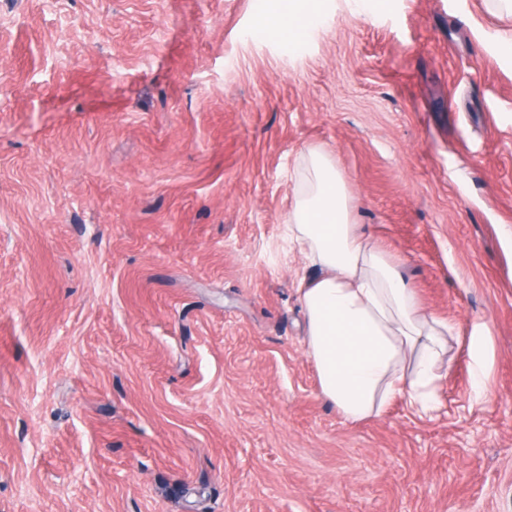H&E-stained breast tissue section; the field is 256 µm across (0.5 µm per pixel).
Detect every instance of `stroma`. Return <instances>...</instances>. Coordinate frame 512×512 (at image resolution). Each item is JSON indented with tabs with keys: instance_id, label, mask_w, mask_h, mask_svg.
I'll return each mask as SVG.
<instances>
[{
	"instance_id": "stroma-1",
	"label": "stroma",
	"mask_w": 512,
	"mask_h": 512,
	"mask_svg": "<svg viewBox=\"0 0 512 512\" xmlns=\"http://www.w3.org/2000/svg\"><path fill=\"white\" fill-rule=\"evenodd\" d=\"M317 7L0 0V512H512V18ZM307 146L453 326L437 415L319 392ZM291 1L266 0L263 33L293 44L305 38L319 22L320 14L293 12Z\"/></svg>"
}]
</instances>
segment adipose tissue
Listing matches in <instances>:
<instances>
[{
	"mask_svg": "<svg viewBox=\"0 0 512 512\" xmlns=\"http://www.w3.org/2000/svg\"><path fill=\"white\" fill-rule=\"evenodd\" d=\"M318 22V13L292 11L289 0H265L263 32L284 43L305 38ZM288 234L321 271L297 288L321 396L354 423L398 400L433 412L452 327L424 311L397 260L360 232L335 162L310 146L300 153Z\"/></svg>",
	"mask_w": 512,
	"mask_h": 512,
	"instance_id": "obj_1",
	"label": "adipose tissue"
}]
</instances>
